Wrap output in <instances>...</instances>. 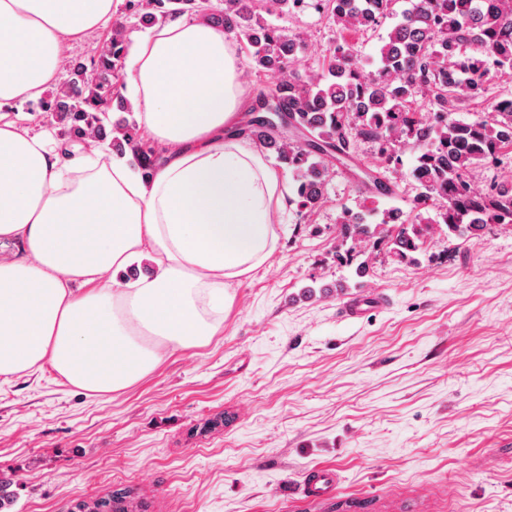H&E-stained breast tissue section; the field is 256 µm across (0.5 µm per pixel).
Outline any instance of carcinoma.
Returning a JSON list of instances; mask_svg holds the SVG:
<instances>
[{"instance_id":"cac0c4a2","label":"carcinoma","mask_w":512,"mask_h":512,"mask_svg":"<svg viewBox=\"0 0 512 512\" xmlns=\"http://www.w3.org/2000/svg\"><path fill=\"white\" fill-rule=\"evenodd\" d=\"M125 0L128 16L150 28L190 15L235 33L248 50L253 69L270 80L267 95L303 142L277 133L263 116L261 99L248 105L249 118L238 135L257 141L292 174L290 202L311 213L327 201L329 161L355 158L360 141L371 144L381 169H368L370 202L359 212L344 206L337 219L339 262L364 277L368 261L385 250L401 262H414L434 235L468 239L492 225L512 227V182L494 181L482 190L469 173L494 165L512 152V95L489 102L487 116L457 117L485 99L496 73L512 72V0H410V7L382 40L378 64L364 72L346 40L329 48L328 61L301 74L295 63L303 34L273 25L263 14H300L313 8L342 33L378 28L396 0ZM128 27L117 22L90 59L73 64L69 80L51 90L42 111L72 142L87 138L110 142L112 151L131 153L142 177H150L158 154L134 123L107 125L112 103L125 108L113 79L122 69ZM470 46L473 53L462 51ZM95 68L98 80L84 78ZM429 102L423 112L420 101ZM413 151L409 177L418 194L406 217L393 198L384 171L404 166ZM75 512H138L128 492L117 490L90 501L76 500Z\"/></svg>"}]
</instances>
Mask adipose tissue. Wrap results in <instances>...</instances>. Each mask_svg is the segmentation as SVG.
I'll list each match as a JSON object with an SVG mask.
<instances>
[{
    "mask_svg": "<svg viewBox=\"0 0 512 512\" xmlns=\"http://www.w3.org/2000/svg\"><path fill=\"white\" fill-rule=\"evenodd\" d=\"M113 0H0V106L54 82ZM165 148L143 178L102 145L52 146L0 117V378L50 366L91 394L206 345L233 282L275 252L283 178L237 137L239 61L223 29L179 17L136 39L123 88ZM152 272L130 279L142 260Z\"/></svg>",
    "mask_w": 512,
    "mask_h": 512,
    "instance_id": "ef3b65f1",
    "label": "adipose tissue"
}]
</instances>
